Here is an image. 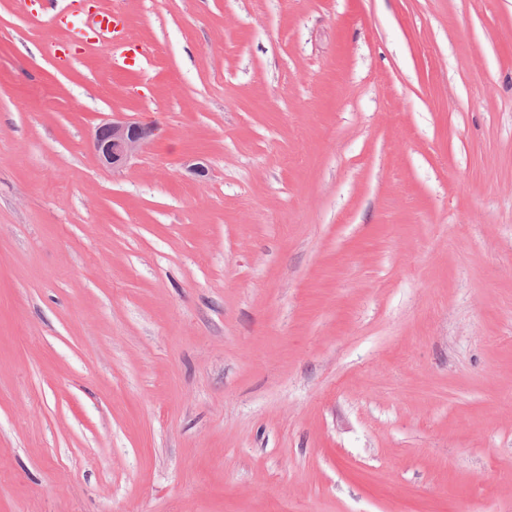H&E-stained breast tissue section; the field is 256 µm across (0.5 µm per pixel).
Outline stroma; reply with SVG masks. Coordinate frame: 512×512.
Instances as JSON below:
<instances>
[{
    "label": "stroma",
    "mask_w": 512,
    "mask_h": 512,
    "mask_svg": "<svg viewBox=\"0 0 512 512\" xmlns=\"http://www.w3.org/2000/svg\"><path fill=\"white\" fill-rule=\"evenodd\" d=\"M0 512H512V0H0ZM73 31L77 37H85L92 34L99 45L116 49V44L121 43V52H126L121 56L122 64L117 63L118 68H123L128 53L135 55L138 53V45L126 39L124 32V22L118 12H100L92 17L84 18L82 14L73 15ZM150 135V128L135 122L112 121L96 129L93 148L101 164L120 170L146 145Z\"/></svg>",
    "instance_id": "35a3bbf8"
}]
</instances>
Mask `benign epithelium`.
Instances as JSON below:
<instances>
[{
    "label": "benign epithelium",
    "mask_w": 512,
    "mask_h": 512,
    "mask_svg": "<svg viewBox=\"0 0 512 512\" xmlns=\"http://www.w3.org/2000/svg\"><path fill=\"white\" fill-rule=\"evenodd\" d=\"M150 135V128L135 122L112 121L96 129L93 148L101 164L120 170L146 145Z\"/></svg>",
    "instance_id": "benign-epithelium-1"
}]
</instances>
